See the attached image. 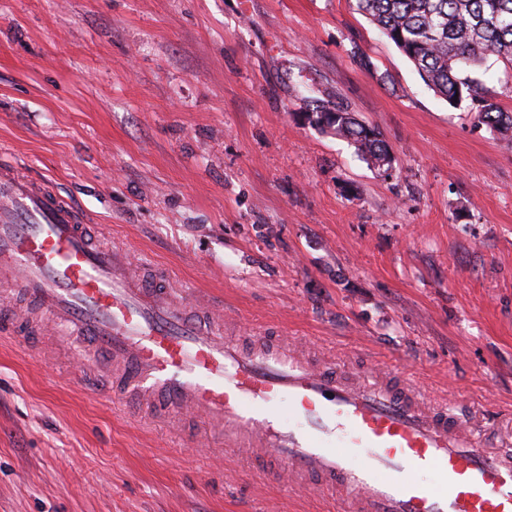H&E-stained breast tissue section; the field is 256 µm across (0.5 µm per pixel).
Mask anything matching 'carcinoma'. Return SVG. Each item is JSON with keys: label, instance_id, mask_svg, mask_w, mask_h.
I'll return each mask as SVG.
<instances>
[{"label": "carcinoma", "instance_id": "cac0c4a2", "mask_svg": "<svg viewBox=\"0 0 512 512\" xmlns=\"http://www.w3.org/2000/svg\"><path fill=\"white\" fill-rule=\"evenodd\" d=\"M356 10L453 106L468 101L479 124L512 140V113L484 95L474 70L490 57L512 66V0H355ZM309 124L354 146L374 168L390 153L376 128L340 106L317 105Z\"/></svg>", "mask_w": 512, "mask_h": 512}]
</instances>
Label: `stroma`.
<instances>
[{"label":"stroma","instance_id":"1","mask_svg":"<svg viewBox=\"0 0 512 512\" xmlns=\"http://www.w3.org/2000/svg\"><path fill=\"white\" fill-rule=\"evenodd\" d=\"M355 0H0V164L75 203L224 334L384 368L512 448V141L451 106ZM379 129L385 174L308 124ZM164 280H157V272ZM61 327L0 333V512H343L220 423L95 389Z\"/></svg>","mask_w":512,"mask_h":512}]
</instances>
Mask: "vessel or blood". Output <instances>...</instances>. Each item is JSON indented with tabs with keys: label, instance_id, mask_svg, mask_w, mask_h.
I'll list each match as a JSON object with an SVG mask.
<instances>
[{
	"label": "vessel or blood",
	"instance_id": "b4317fda",
	"mask_svg": "<svg viewBox=\"0 0 512 512\" xmlns=\"http://www.w3.org/2000/svg\"><path fill=\"white\" fill-rule=\"evenodd\" d=\"M0 284L91 346L82 372L111 360L106 394L138 393L158 418L220 421L267 449L260 464L275 480L336 488L346 512H512V455L484 448L409 383L385 371L351 381L294 353L224 342L222 314L133 278L127 253L95 245L77 206L1 165Z\"/></svg>",
	"mask_w": 512,
	"mask_h": 512
}]
</instances>
